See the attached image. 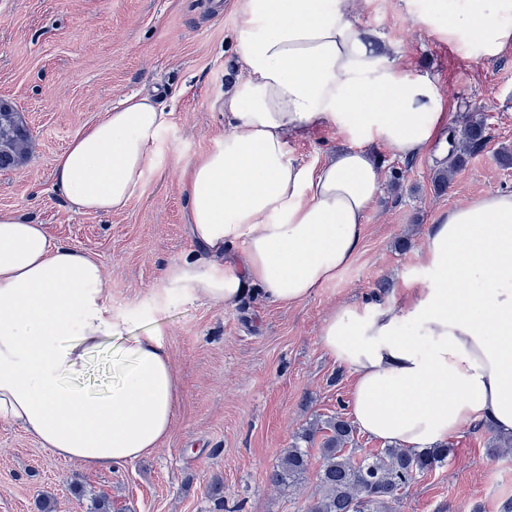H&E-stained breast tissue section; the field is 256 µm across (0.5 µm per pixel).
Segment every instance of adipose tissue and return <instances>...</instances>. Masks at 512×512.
<instances>
[{
  "mask_svg": "<svg viewBox=\"0 0 512 512\" xmlns=\"http://www.w3.org/2000/svg\"><path fill=\"white\" fill-rule=\"evenodd\" d=\"M371 0H238L239 71L215 108L224 131L184 168L196 254L165 279L187 299L235 306L246 289L298 304L354 259L382 189L379 144L426 152L445 93L413 76L395 42L362 26ZM439 40L496 59L512 51V0H408ZM170 115L131 95L59 155L53 187L70 208L109 215L142 191ZM335 128L343 146L308 167L289 145ZM400 298L329 314L319 341L352 378V418L369 437L424 450L475 422L512 437V193L442 212ZM91 254L44 225L0 213V418L93 469L152 454L175 415L177 378L160 335L112 317ZM411 324L412 335L401 332ZM112 348V382L82 384Z\"/></svg>",
  "mask_w": 512,
  "mask_h": 512,
  "instance_id": "1",
  "label": "adipose tissue"
}]
</instances>
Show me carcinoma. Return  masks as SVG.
Segmentation results:
<instances>
[{
  "instance_id": "cac0c4a2",
  "label": "carcinoma",
  "mask_w": 512,
  "mask_h": 512,
  "mask_svg": "<svg viewBox=\"0 0 512 512\" xmlns=\"http://www.w3.org/2000/svg\"><path fill=\"white\" fill-rule=\"evenodd\" d=\"M484 133L485 122L481 119L464 126L455 142L450 166L435 175L437 191L448 187L451 174L483 142ZM30 145L31 134L21 113L8 104H0V170L22 164ZM319 433L323 434L321 464L316 474L319 493L308 512H395L404 492L448 458L445 446L426 451L389 447L377 453L358 454L349 447L354 441L353 428L339 416L303 433L301 439L311 443ZM309 459L308 449L292 445L270 474L271 483L288 488L298 485L308 470Z\"/></svg>"
}]
</instances>
